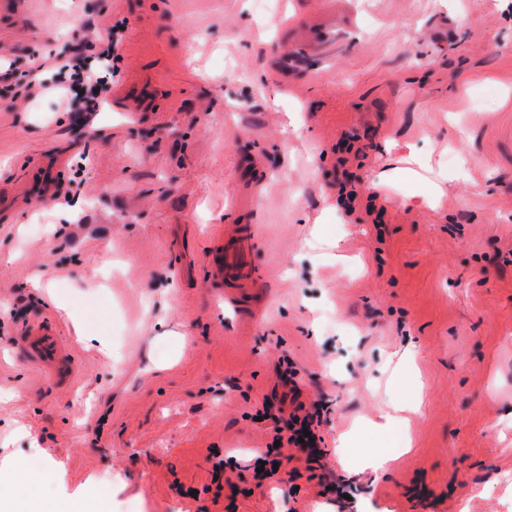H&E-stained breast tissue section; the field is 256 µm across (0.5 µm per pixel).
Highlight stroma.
<instances>
[{
  "label": "stroma",
  "mask_w": 512,
  "mask_h": 512,
  "mask_svg": "<svg viewBox=\"0 0 512 512\" xmlns=\"http://www.w3.org/2000/svg\"><path fill=\"white\" fill-rule=\"evenodd\" d=\"M76 38L112 51L92 116L0 82V496L512 512V0H0L1 66L52 83ZM269 402L323 404L319 460ZM27 340L34 358L47 375L73 378L74 363L49 328L37 326ZM380 417L383 419L382 423H376L373 430V440L377 447L390 448V434L400 421V417L389 411L381 409Z\"/></svg>",
  "instance_id": "stroma-1"
}]
</instances>
